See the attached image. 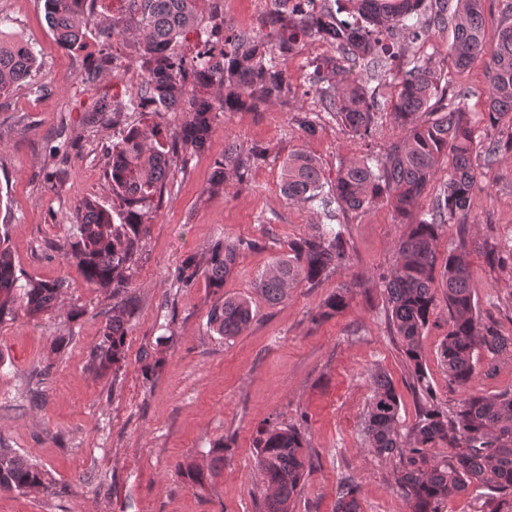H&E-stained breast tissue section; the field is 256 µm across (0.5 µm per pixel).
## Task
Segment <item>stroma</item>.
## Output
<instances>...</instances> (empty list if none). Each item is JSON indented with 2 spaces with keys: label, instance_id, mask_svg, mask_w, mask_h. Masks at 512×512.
<instances>
[{
  "label": "stroma",
  "instance_id": "35a3bbf8",
  "mask_svg": "<svg viewBox=\"0 0 512 512\" xmlns=\"http://www.w3.org/2000/svg\"><path fill=\"white\" fill-rule=\"evenodd\" d=\"M0 34L33 46L39 75L0 97V238L22 278L69 286L59 307L39 320L0 321V448L14 449L41 466L46 487L24 494L0 492V512H262L263 491L254 475L253 441L259 425L300 427L314 467L291 503V512H334L337 482L351 476L361 489L362 512H408L394 481L395 463L363 445L361 421L371 397L370 374H387L400 399V423L417 417L409 369L386 319L382 277L392 266L405 227L386 204L362 212H337L352 255L317 288L292 289L271 306L253 289L256 276L286 252L289 239L323 223L316 206L293 203L280 192L288 154L303 149L334 179L341 161L383 153L402 131L381 114L370 144L352 138L322 116L318 135L303 137L291 118L319 110L318 96H296L266 111L219 113L205 153L177 170L163 203L149 218L144 254L132 274L138 309L127 338L119 381L89 369L111 291L88 283L62 245L75 205L87 197L111 204L103 176L104 145L112 123L87 120L95 98H128L140 85L131 36L113 38V65L94 90L85 73L100 45L60 49L42 0H0ZM257 145L265 158L249 181L222 195L204 189L224 147ZM66 144V158L51 149ZM484 175L473 196L466 230L477 280L480 316L512 328V269L490 270L487 244L512 245V158L478 157ZM64 171L60 190L49 173ZM259 241L243 253L224 285L230 296L252 300L255 317L239 336L210 331L213 302L204 280L185 287L177 278L186 258L203 260L221 238ZM352 285L348 307L325 321L314 315L329 294ZM81 308L71 318L72 308ZM448 333V310L438 305L421 340L429 380L441 402L459 398L437 361ZM65 345H58V338ZM160 367L144 377L142 355ZM228 441L224 465L211 490L187 486L175 465L208 467L214 443Z\"/></svg>",
  "mask_w": 512,
  "mask_h": 512
}]
</instances>
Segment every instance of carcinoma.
I'll use <instances>...</instances> for the list:
<instances>
[{
	"label": "carcinoma",
	"instance_id": "cac0c4a2",
	"mask_svg": "<svg viewBox=\"0 0 512 512\" xmlns=\"http://www.w3.org/2000/svg\"><path fill=\"white\" fill-rule=\"evenodd\" d=\"M208 6V23L194 47L180 38L199 25L198 2ZM97 0H43L45 17L66 52L86 47L87 20ZM133 17L114 19L97 29L107 43L129 31L136 42L140 88L128 100L102 97L95 116L109 113L118 131L105 147L104 177L119 207L93 200L79 202L65 255L87 282L112 290L89 366L117 379L125 366L129 324L138 304L132 272L142 258L150 225L146 218L162 203L178 162L205 152L220 112H262L288 104L293 89L283 65L299 46L322 41L330 53L309 63V87L320 94L322 112L352 136H372L382 112H388L405 135L391 142L381 156L340 162L329 182L318 159L302 150L288 154L282 166L281 191L291 200L318 204L330 223L288 241L254 280L269 305L288 299L300 283L319 286L330 274L347 267L351 256L343 230L331 224L336 210L361 212L379 202L390 204L407 225L396 244V259L383 276L387 319L399 338L419 399L416 422L404 433L400 401L382 372L371 375L372 396L362 420L365 448L380 458H395V483L409 512H444L446 504L470 490H483L481 512H512V386L494 393L469 392L467 386L487 360L512 352V334L499 321L479 315L477 283L467 253V240L442 254L441 230L464 224L471 197L481 184L476 158L512 157V137L504 141L481 135L468 110L470 91L454 84L444 57L456 70L489 56L486 126H512V0H498L508 22L493 32L484 25L486 0H457L448 49L419 54L432 30L448 24L445 0H270L271 8L255 31L237 30L224 20L223 0H131ZM391 78V92L377 100L367 78L369 64ZM37 57L24 43L0 40V96L33 80ZM176 112L179 123L170 132L162 124L143 123L147 115ZM319 114L300 110L292 121L305 137L319 130ZM264 151L234 142L213 166L206 187L210 196L224 193L231 181L248 180ZM447 170L443 190L428 209L423 195L436 174ZM259 242L224 239L216 242L203 263L185 259L178 271L184 286L204 278L214 301L207 324L229 339L243 333L254 318L250 301L224 295V283L242 252ZM487 266L512 268V245L489 244ZM66 285L62 281L28 279L19 284L12 254L0 241V320L23 313L29 319L56 308ZM350 285L336 288L316 319H329L349 304ZM448 308V334L437 357L448 384L463 395L446 407L434 399L421 353V339L438 299ZM444 448L442 455L435 452ZM255 470L266 490L263 512H290V502L313 467L308 442L295 425H265L257 431ZM206 469L178 465L183 480L206 490L224 464V442L211 448ZM45 485L41 467L0 448V491L24 494ZM336 512H361L359 488L350 476L337 487Z\"/></svg>",
	"mask_w": 512,
	"mask_h": 512
}]
</instances>
